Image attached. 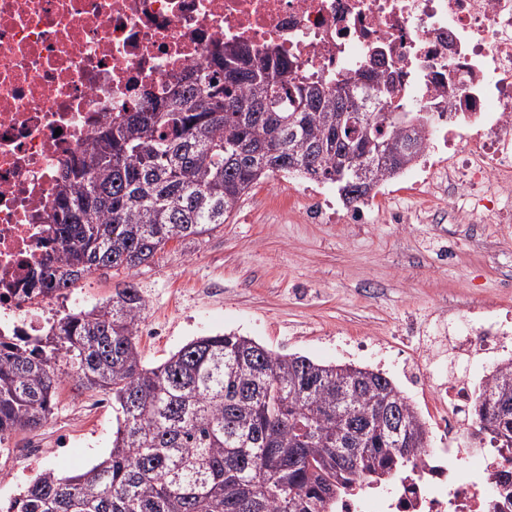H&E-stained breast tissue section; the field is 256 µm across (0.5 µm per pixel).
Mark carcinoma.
I'll list each match as a JSON object with an SVG mask.
<instances>
[{"mask_svg":"<svg viewBox=\"0 0 512 512\" xmlns=\"http://www.w3.org/2000/svg\"><path fill=\"white\" fill-rule=\"evenodd\" d=\"M287 71L274 48L243 55L227 44L171 96L146 93L138 110L106 121L67 166L25 287L51 297L96 270L132 271L167 242L224 223L273 174L335 184L357 203L423 152L430 116L390 99L395 68L316 81ZM358 78L373 83L358 96L370 89L384 102L368 106V136L343 118L342 90ZM402 115L417 121L410 137L397 130ZM352 147L371 161L367 182L345 166ZM145 310L129 283L41 336L0 338V445L47 422L62 363L110 394L116 412L105 457L73 475L43 470L6 512H335L364 484L407 477L429 448L426 422L381 372L278 354L230 333L200 336L147 367ZM483 388L499 405L473 397L478 432L512 449V360Z\"/></svg>","mask_w":512,"mask_h":512,"instance_id":"cac0c4a2","label":"carcinoma"}]
</instances>
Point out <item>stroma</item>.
<instances>
[{
  "label": "stroma",
  "mask_w": 512,
  "mask_h": 512,
  "mask_svg": "<svg viewBox=\"0 0 512 512\" xmlns=\"http://www.w3.org/2000/svg\"><path fill=\"white\" fill-rule=\"evenodd\" d=\"M294 185L270 176L210 233L169 242L130 272H93L76 290L92 306L124 283L139 288L147 301L139 332L146 365L197 337L237 333L282 354L381 370L434 423L430 393L409 381L407 366L451 370L482 385L492 364L451 354L448 315L473 307L486 318L512 311V291L499 286L512 280V221L431 223L430 215H447V193H416L400 177L382 187L365 223L312 224L304 203L290 209L277 202ZM394 208L414 220L387 223ZM450 249L456 258L447 264L442 256ZM100 397L62 377L37 432L39 452L21 454L25 431L0 451V506L44 469L69 475L109 451L115 416L98 407ZM66 438L67 450L60 446Z\"/></svg>",
  "instance_id": "stroma-1"
}]
</instances>
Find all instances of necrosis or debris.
Returning a JSON list of instances; mask_svg holds the SVG:
<instances>
[{
    "label": "necrosis or debris",
    "mask_w": 512,
    "mask_h": 512,
    "mask_svg": "<svg viewBox=\"0 0 512 512\" xmlns=\"http://www.w3.org/2000/svg\"><path fill=\"white\" fill-rule=\"evenodd\" d=\"M227 42L276 48L292 74L317 78L381 52L401 73L402 97L441 120L410 179L444 150L459 223L498 222L512 206V0H0L1 336L41 334L81 304L22 288L66 163L112 113L134 110L147 89L169 96ZM455 344L472 358H506L512 317L465 325ZM425 380L452 447L335 512H512L494 479L501 449L457 444L479 426L471 382Z\"/></svg>",
    "instance_id": "4bbe7bcc"
}]
</instances>
